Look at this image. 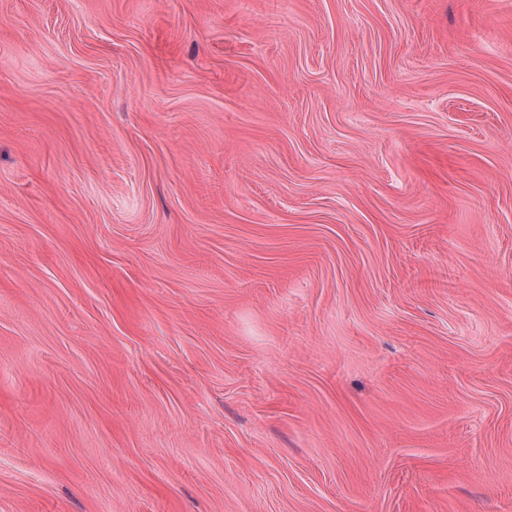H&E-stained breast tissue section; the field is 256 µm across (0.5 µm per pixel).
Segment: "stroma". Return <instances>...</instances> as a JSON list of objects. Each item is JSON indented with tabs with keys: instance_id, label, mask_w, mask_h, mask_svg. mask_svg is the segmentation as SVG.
<instances>
[{
	"instance_id": "obj_1",
	"label": "stroma",
	"mask_w": 512,
	"mask_h": 512,
	"mask_svg": "<svg viewBox=\"0 0 512 512\" xmlns=\"http://www.w3.org/2000/svg\"><path fill=\"white\" fill-rule=\"evenodd\" d=\"M0 512H512V0H0Z\"/></svg>"
}]
</instances>
